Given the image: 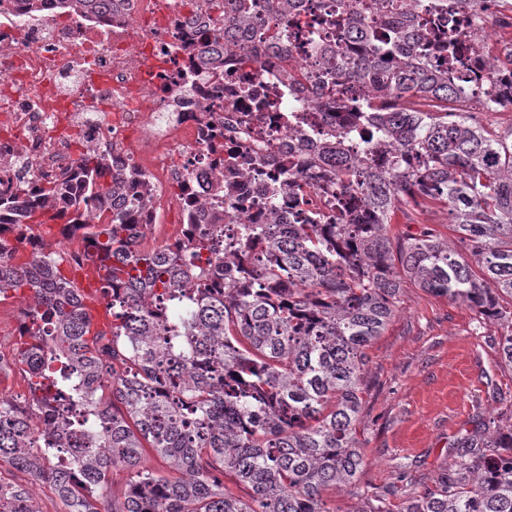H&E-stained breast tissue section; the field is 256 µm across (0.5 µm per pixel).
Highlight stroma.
Instances as JSON below:
<instances>
[{"instance_id": "stroma-1", "label": "stroma", "mask_w": 512, "mask_h": 512, "mask_svg": "<svg viewBox=\"0 0 512 512\" xmlns=\"http://www.w3.org/2000/svg\"><path fill=\"white\" fill-rule=\"evenodd\" d=\"M502 326L462 304L404 288L395 316L369 350V392L357 426L367 466L361 491L392 488L393 502L432 485L450 444L477 422L512 424V371Z\"/></svg>"}]
</instances>
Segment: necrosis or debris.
I'll list each match as a JSON object with an SVG mask.
<instances>
[{"label": "necrosis or debris", "instance_id": "4bbe7bcc", "mask_svg": "<svg viewBox=\"0 0 512 512\" xmlns=\"http://www.w3.org/2000/svg\"><path fill=\"white\" fill-rule=\"evenodd\" d=\"M491 19L488 9L478 23L452 11L440 27L463 46L451 69L463 83L489 78L476 39L490 35ZM326 44L313 27L285 62L225 52L210 0H113L93 15L0 0V190L55 182L91 150L121 174L122 187L109 204L88 208L87 221L124 216L137 245L288 221L285 168L322 204L327 168L310 162V147L351 123L350 113L309 108L301 122L288 118L297 98L282 65L318 83L314 63ZM205 52L220 54L222 65L203 63ZM272 93L276 108L258 109Z\"/></svg>", "mask_w": 512, "mask_h": 512}]
</instances>
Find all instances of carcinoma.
<instances>
[{"label":"carcinoma","instance_id":"1","mask_svg":"<svg viewBox=\"0 0 512 512\" xmlns=\"http://www.w3.org/2000/svg\"><path fill=\"white\" fill-rule=\"evenodd\" d=\"M211 2L224 15L226 52L270 41L283 51L309 27L298 18L303 0H261V20L246 0ZM325 2L323 23L336 27V40L363 50L321 52L326 77L311 88L286 77L288 88L317 98L319 112L355 104L366 133L360 150L346 151L339 132L314 154L336 162L333 187L353 200L349 209L331 200L308 208L290 170L294 220L243 232L259 240V256L243 248L226 266L202 268V251L224 254L217 234L142 251L120 217L79 222L83 208L112 200L121 180L88 151L62 232L82 231L85 251L102 256L113 309L106 330L62 272L64 255L0 229V296L35 299L13 357L28 383V415L0 399V462L48 483L64 512H327L324 495L336 489L357 497L350 512H512V425L454 440L434 485L398 506L389 492L355 491L366 467L357 425L367 349L406 285L500 323V361L512 369V129L493 135L466 112L473 100L512 111V38L489 59L491 81L464 91L429 59L434 47L453 59L455 43L436 41L420 19L450 7L471 13L475 0ZM378 152L383 167L370 163ZM2 202L31 232L64 218L33 200ZM430 205L448 211L453 238L430 227L392 233L395 211ZM148 448L172 475L145 465ZM117 467L129 474L120 501L107 483ZM0 512L41 510L27 489L0 483Z\"/></svg>","mask_w":512,"mask_h":512}]
</instances>
